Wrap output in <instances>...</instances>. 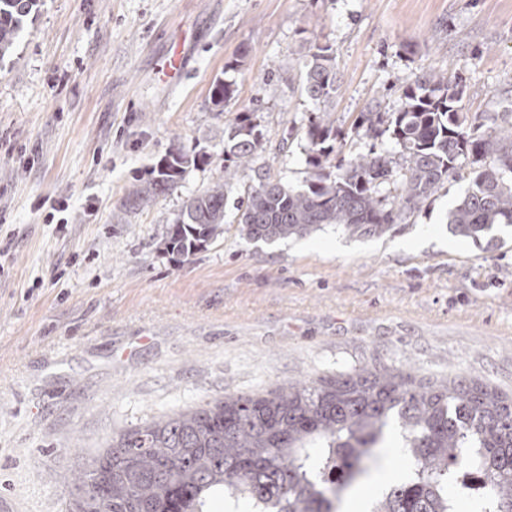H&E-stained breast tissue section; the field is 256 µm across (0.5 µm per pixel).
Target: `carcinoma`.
Listing matches in <instances>:
<instances>
[{
    "label": "carcinoma",
    "instance_id": "cac0c4a2",
    "mask_svg": "<svg viewBox=\"0 0 512 512\" xmlns=\"http://www.w3.org/2000/svg\"><path fill=\"white\" fill-rule=\"evenodd\" d=\"M39 0H0V59L10 55ZM301 92L317 102L339 88L334 50L307 42ZM236 81L218 78L211 102L224 111ZM465 85L429 71L404 81L399 110L371 107L351 128L327 111L299 130L307 178L294 188L254 164L264 151L252 112L224 128V175L184 202L166 248L193 256L224 235L234 187L239 236L246 241L303 236L334 224L382 235L426 205L471 165L470 184L448 212L451 231L477 238L512 226V110L500 123L461 112ZM389 135L399 157L371 146L338 157L349 137ZM207 162L189 152L165 154L128 189L123 205L138 210L178 187L187 170ZM255 177L244 181L248 172ZM398 432L407 476L393 482L370 512H456L448 488L460 470L483 474L488 496L475 512H512V393L479 379L426 378L405 366H361L334 377L290 382L248 395H224L186 411L132 426L92 457L74 489L101 486L98 499L73 501V512H209L212 497L227 505L261 504L264 512H337L368 478Z\"/></svg>",
    "mask_w": 512,
    "mask_h": 512
}]
</instances>
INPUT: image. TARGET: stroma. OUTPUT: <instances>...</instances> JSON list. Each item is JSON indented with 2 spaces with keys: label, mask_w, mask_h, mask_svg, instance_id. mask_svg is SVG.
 Returning a JSON list of instances; mask_svg holds the SVG:
<instances>
[{
  "label": "stroma",
  "mask_w": 512,
  "mask_h": 512,
  "mask_svg": "<svg viewBox=\"0 0 512 512\" xmlns=\"http://www.w3.org/2000/svg\"><path fill=\"white\" fill-rule=\"evenodd\" d=\"M331 44L340 88L299 73ZM182 46L186 73L163 71ZM240 59L226 111L210 93ZM461 79L467 115L512 104V0H42L0 61V503L68 512V487L115 429L227 394L355 366L405 365L512 391V226L463 238L448 211L461 168L381 236L328 226L185 259L164 241L183 202L224 170V127L257 109V164L302 185L298 131L328 109L349 129L397 111L403 79ZM200 152L173 193L126 212V188L169 150ZM305 62L301 70V92L317 102H328L339 88L334 50L327 43L307 42Z\"/></svg>",
  "instance_id": "35a3bbf8"
}]
</instances>
